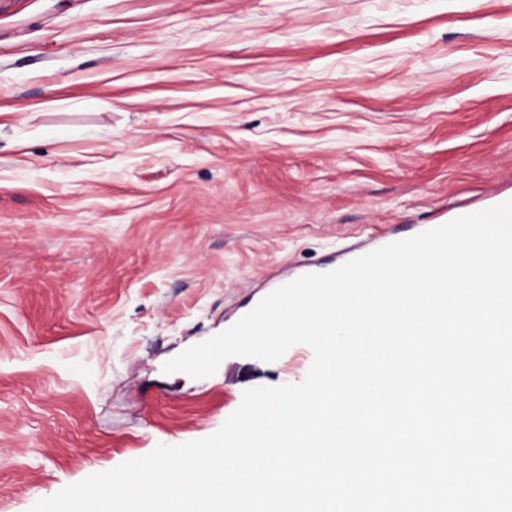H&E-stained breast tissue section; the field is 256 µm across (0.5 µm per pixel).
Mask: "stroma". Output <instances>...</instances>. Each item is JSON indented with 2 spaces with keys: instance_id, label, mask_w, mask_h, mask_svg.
<instances>
[{
  "instance_id": "obj_1",
  "label": "stroma",
  "mask_w": 512,
  "mask_h": 512,
  "mask_svg": "<svg viewBox=\"0 0 512 512\" xmlns=\"http://www.w3.org/2000/svg\"><path fill=\"white\" fill-rule=\"evenodd\" d=\"M501 191L512 0H0V512L301 382L162 366Z\"/></svg>"
}]
</instances>
